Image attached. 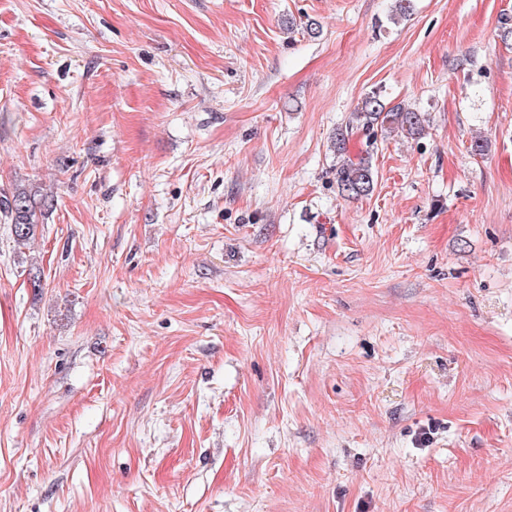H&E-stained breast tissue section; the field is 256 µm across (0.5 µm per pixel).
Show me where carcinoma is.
Listing matches in <instances>:
<instances>
[{"instance_id":"carcinoma-1","label":"carcinoma","mask_w":512,"mask_h":512,"mask_svg":"<svg viewBox=\"0 0 512 512\" xmlns=\"http://www.w3.org/2000/svg\"><path fill=\"white\" fill-rule=\"evenodd\" d=\"M425 118L422 113L402 104L389 105L378 92L366 94L352 113L351 122L336 129L331 148L336 153V186L345 199H358L372 193L376 173L371 162V153L353 160L346 156V141L353 130L364 133L368 146L377 142V135L402 134L416 139L424 131ZM52 201L34 189L17 188L0 197V214L12 224L17 243L30 240L36 232L45 211Z\"/></svg>"}]
</instances>
